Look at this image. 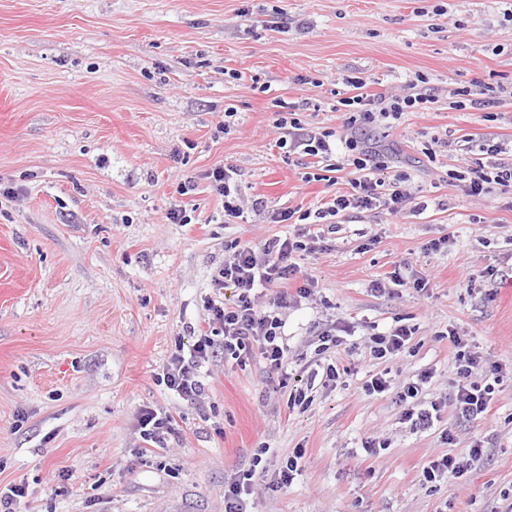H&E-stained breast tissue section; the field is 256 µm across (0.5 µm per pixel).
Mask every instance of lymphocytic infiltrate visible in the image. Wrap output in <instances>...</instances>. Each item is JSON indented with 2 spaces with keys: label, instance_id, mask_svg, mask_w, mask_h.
Returning a JSON list of instances; mask_svg holds the SVG:
<instances>
[{
  "label": "lymphocytic infiltrate",
  "instance_id": "lymphocytic-infiltrate-1",
  "mask_svg": "<svg viewBox=\"0 0 512 512\" xmlns=\"http://www.w3.org/2000/svg\"><path fill=\"white\" fill-rule=\"evenodd\" d=\"M355 93L346 98L348 115L341 129H306L291 112H279L275 120L283 135L281 145L290 151L322 159H335L338 169L352 168L349 189L337 195L330 205L317 208L314 213H296L290 208H269L264 199L256 198L243 204L233 169L216 166L206 174L213 189L224 199L225 215L240 218L245 212L265 215L273 224H300L292 236H272L259 244H234L231 254L224 259V267L215 277L212 291L206 295L203 307L208 316L207 332L197 336L192 344L176 343L170 361L160 380L166 388L187 402L199 401L205 391L201 369L223 352L225 357L245 365L253 358H261L268 374L277 378L279 388L288 392L287 406L307 405L308 384L316 377L325 382H339L349 368L341 361L324 364L322 370H310L305 385L292 383L288 371L289 349L284 336L285 309L299 306L314 292V283L300 279V268L295 261L299 252H316L326 234L335 233L337 217L346 211L382 208L389 213H400L412 202L407 188L409 177L404 172L394 174L391 182L379 178V171L388 167V155L379 149L377 127L385 120H400L407 112H416L428 103L430 95L421 75L405 81L402 89L392 93L370 92L362 80L354 81ZM478 148L489 155V162L466 165L453 178L462 191L480 200L492 193L512 194V165L497 162V155L512 147L506 142L483 139ZM314 220V228H307L306 220ZM233 289L232 299H225V289ZM444 336L454 351L456 377L448 401L423 400L422 394L434 376L433 371L420 372L402 382H393L384 374L371 375L365 383L368 394L395 392L405 403V421L416 431L430 430L438 421L445 405H452L458 420L472 422L485 419L489 413L496 385L503 381L500 367L485 369L483 355L469 349L465 340L453 328H446ZM484 454L482 444L468 450L467 459L443 454L431 460L422 471L424 483L462 477L471 463Z\"/></svg>",
  "mask_w": 512,
  "mask_h": 512
}]
</instances>
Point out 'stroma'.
Masks as SVG:
<instances>
[{
  "mask_svg": "<svg viewBox=\"0 0 512 512\" xmlns=\"http://www.w3.org/2000/svg\"><path fill=\"white\" fill-rule=\"evenodd\" d=\"M512 0H0V489L26 483L17 512H224V486L254 470L245 512H506L512 504V379L487 419L452 407L428 431L403 423L370 373L434 372L448 398L453 327L488 364L512 367V208L450 178L473 162L468 138L512 137V100L476 110L512 82ZM283 17L269 30L264 19ZM422 74L436 101L403 114L384 142L423 212L350 211L327 250L298 257L313 296L286 313L292 355L354 325L343 382L315 383L306 407L267 391L262 361L215 358L200 401L157 381L177 341L206 331L203 300L230 244L295 234L224 214L205 172L237 173L244 199L313 210L347 191L349 170L286 153L278 102L308 129L336 127L351 80L395 90ZM228 130H221V123ZM443 140L435 159L426 147ZM314 180H305L306 171ZM183 208L188 223L166 214ZM447 238L440 251H425ZM432 289L376 280L395 267ZM405 324V352L368 361L362 342ZM170 414L166 449L142 456L136 414ZM450 430L452 444L441 439ZM388 439L380 456L362 448ZM486 453L461 478L423 483L437 455ZM305 449L290 487L281 461ZM261 464H254V455ZM63 476L53 495L46 481Z\"/></svg>",
  "mask_w": 512,
  "mask_h": 512,
  "instance_id": "stroma-1",
  "label": "stroma"
}]
</instances>
